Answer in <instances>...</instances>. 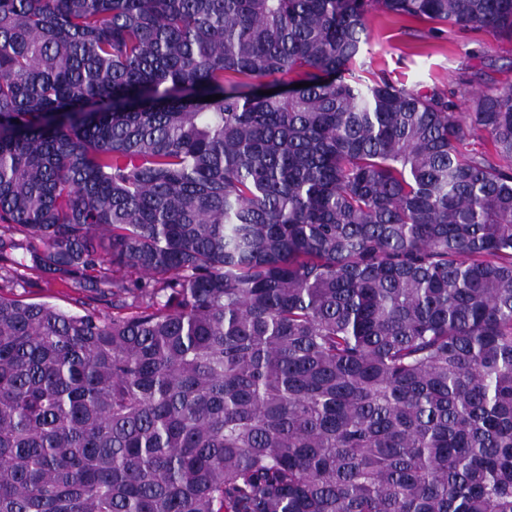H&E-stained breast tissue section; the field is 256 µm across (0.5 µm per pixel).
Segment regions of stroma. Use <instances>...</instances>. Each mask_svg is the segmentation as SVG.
I'll list each match as a JSON object with an SVG mask.
<instances>
[{
  "mask_svg": "<svg viewBox=\"0 0 512 512\" xmlns=\"http://www.w3.org/2000/svg\"><path fill=\"white\" fill-rule=\"evenodd\" d=\"M368 26L369 41L358 60L364 80L382 73L419 92L512 84V41L483 31L434 29L381 10L370 15ZM5 253L0 261V295L47 302L71 313L90 306L111 314V298L75 289L64 276L31 274L23 266L24 248L9 246Z\"/></svg>",
  "mask_w": 512,
  "mask_h": 512,
  "instance_id": "35a3bbf8",
  "label": "stroma"
}]
</instances>
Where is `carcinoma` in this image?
I'll use <instances>...</instances> for the list:
<instances>
[{"mask_svg":"<svg viewBox=\"0 0 512 512\" xmlns=\"http://www.w3.org/2000/svg\"><path fill=\"white\" fill-rule=\"evenodd\" d=\"M378 9L512 40V0H0V228L112 296L0 295V512H512V85L363 81Z\"/></svg>","mask_w":512,"mask_h":512,"instance_id":"1","label":"carcinoma"}]
</instances>
